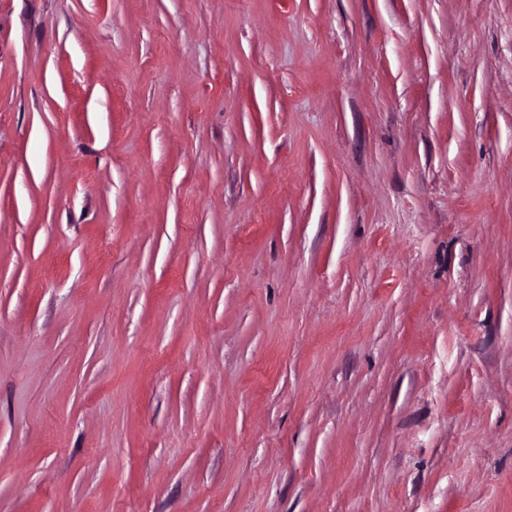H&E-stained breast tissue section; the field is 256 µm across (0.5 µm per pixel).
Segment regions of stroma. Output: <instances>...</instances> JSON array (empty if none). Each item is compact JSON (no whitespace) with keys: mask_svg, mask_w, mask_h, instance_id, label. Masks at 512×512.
<instances>
[{"mask_svg":"<svg viewBox=\"0 0 512 512\" xmlns=\"http://www.w3.org/2000/svg\"><path fill=\"white\" fill-rule=\"evenodd\" d=\"M0 512H512V0H0Z\"/></svg>","mask_w":512,"mask_h":512,"instance_id":"35a3bbf8","label":"stroma"}]
</instances>
